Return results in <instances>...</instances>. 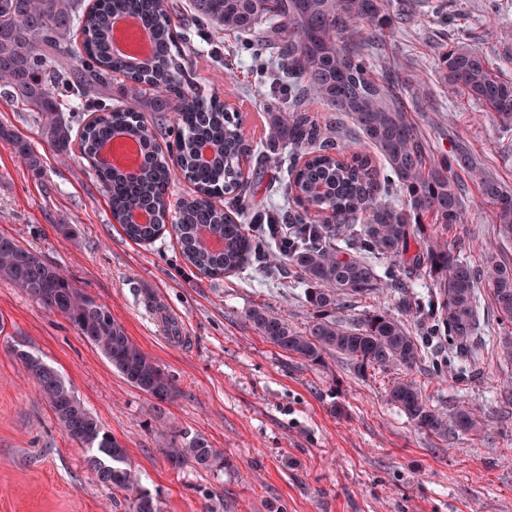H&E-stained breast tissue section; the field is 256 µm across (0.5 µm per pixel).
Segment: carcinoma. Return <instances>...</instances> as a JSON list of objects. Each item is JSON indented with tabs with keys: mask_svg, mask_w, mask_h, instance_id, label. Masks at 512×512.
I'll use <instances>...</instances> for the list:
<instances>
[{
	"mask_svg": "<svg viewBox=\"0 0 512 512\" xmlns=\"http://www.w3.org/2000/svg\"><path fill=\"white\" fill-rule=\"evenodd\" d=\"M383 0H192L191 23L206 22L234 33L254 50L257 67L270 80L260 100L268 113L258 147L242 133L237 112L206 97L190 79L185 56L170 36L169 0H0V84L12 103L37 113L41 135L59 153L83 146L108 196L113 220L139 243L155 240L171 221L182 256L206 277L218 278L256 263L283 268L315 310L308 330L292 329L257 305L248 320L269 343L313 365L332 353L348 359L358 374L368 369L411 370L426 354L424 340L384 311L366 313L346 326L329 317L344 299L397 296L405 311L423 322V335L448 337L456 359L479 360L477 292L488 288L500 324L512 326V264L478 275L445 232L465 213L464 184L451 160L431 156L428 142L409 118L400 88L386 74H373L370 44ZM127 16L152 32L150 59L130 67L112 52L110 21ZM448 83L512 125V80L493 72L480 53L457 46L442 60ZM123 77L115 86V76ZM316 100L346 119L321 126L305 108ZM97 115L73 134L63 113ZM163 116L148 120L146 113ZM172 140L180 170L163 151L151 149L159 133ZM120 133L148 149L134 173L98 160L100 148ZM26 166L41 173V158L13 140ZM210 160H200L203 146ZM376 148L381 165L367 154ZM255 157V178L269 164L288 161L281 198L253 205L255 186L242 177L240 160ZM492 208L498 234L512 239V191L469 154L456 163ZM184 179L193 194L170 204L168 189ZM135 209L152 214L132 224ZM207 229L220 248L205 247ZM387 255L398 268L381 274L371 260ZM429 279L421 297L410 278ZM0 279L45 309L62 315L126 382L157 401L176 393L172 376L142 351L112 313L76 288L42 255L0 236ZM16 357L41 391L64 432L93 450L90 467L99 482L128 495L129 512H160L158 500L141 487L122 445L82 405L73 387L42 359L24 350ZM389 395L417 427L445 437L474 433L480 420L459 405L447 416L431 409L419 387L393 378ZM167 457L176 467L224 468V455L199 435L171 440Z\"/></svg>",
	"mask_w": 512,
	"mask_h": 512,
	"instance_id": "cac0c4a2",
	"label": "carcinoma"
}]
</instances>
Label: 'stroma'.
<instances>
[{
	"instance_id": "stroma-1",
	"label": "stroma",
	"mask_w": 512,
	"mask_h": 512,
	"mask_svg": "<svg viewBox=\"0 0 512 512\" xmlns=\"http://www.w3.org/2000/svg\"><path fill=\"white\" fill-rule=\"evenodd\" d=\"M383 61L402 82L408 110L441 157L468 146L512 187V128L449 84L441 65L464 46L512 78V0H385ZM205 51L193 78L205 96L240 112L259 142L267 126L260 88L235 36L197 32ZM0 126L42 159L33 173L0 139V235L68 274L107 307L177 392L160 403L131 386L60 315L0 280V512H128L123 492L98 482L89 451L64 433L36 381L10 351L19 345L54 367L83 406L117 439L161 512H512V362L498 350L476 369L439 377L431 361L408 371L437 412L466 405L484 428L440 437L394 405L393 372L354 373L339 354L310 364L264 340L246 313L261 305L305 330L315 312L277 272L245 266L207 278L186 263L173 232L128 239L79 151L53 152L37 115L0 97ZM465 221L448 228L472 266L512 263L476 185ZM197 433L224 453L226 468H174L172 438Z\"/></svg>"
}]
</instances>
